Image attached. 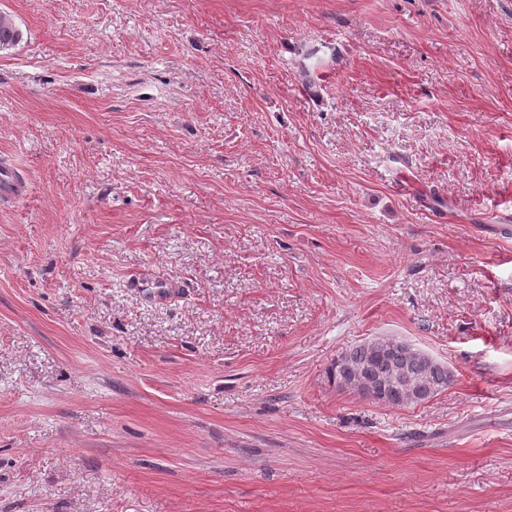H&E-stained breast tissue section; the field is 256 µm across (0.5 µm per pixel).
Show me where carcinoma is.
I'll return each instance as SVG.
<instances>
[{"mask_svg":"<svg viewBox=\"0 0 512 512\" xmlns=\"http://www.w3.org/2000/svg\"><path fill=\"white\" fill-rule=\"evenodd\" d=\"M21 39L20 31L9 19L0 21V45H10ZM385 340L365 341L345 350L341 363L332 368L331 378L344 388L355 371L368 369L371 378L382 384L381 402L394 407L414 403V390L433 396L448 388V366L436 362L405 359L399 353L384 348Z\"/></svg>","mask_w":512,"mask_h":512,"instance_id":"carcinoma-1","label":"carcinoma"}]
</instances>
